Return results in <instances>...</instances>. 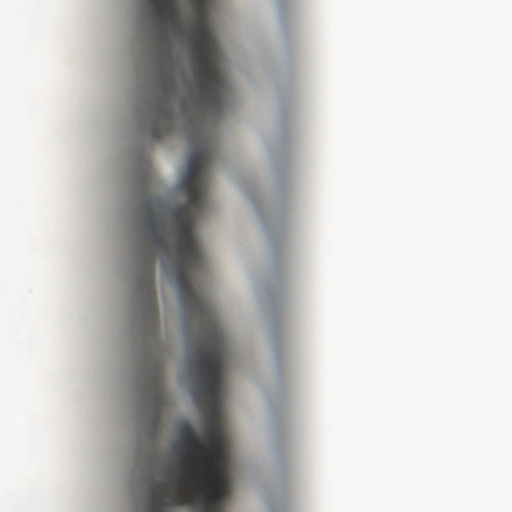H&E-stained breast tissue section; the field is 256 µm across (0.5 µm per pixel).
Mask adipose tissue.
Segmentation results:
<instances>
[{
    "label": "adipose tissue",
    "instance_id": "1",
    "mask_svg": "<svg viewBox=\"0 0 512 512\" xmlns=\"http://www.w3.org/2000/svg\"><path fill=\"white\" fill-rule=\"evenodd\" d=\"M72 22L93 46L119 45L128 29L108 15L75 17L60 0H0V474L29 512H60L90 474L89 454L70 467L58 460L66 415L88 419L94 400L62 349L59 306L71 273L60 230L72 219L58 206L76 180L68 147L99 122L98 107L70 80L90 65L61 33ZM77 165L88 191L93 163L84 156ZM190 458L204 465L200 480L212 494L252 492L250 470L229 485L210 470L204 433Z\"/></svg>",
    "mask_w": 512,
    "mask_h": 512
}]
</instances>
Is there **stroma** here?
Instances as JSON below:
<instances>
[{"label": "stroma", "instance_id": "obj_1", "mask_svg": "<svg viewBox=\"0 0 512 512\" xmlns=\"http://www.w3.org/2000/svg\"><path fill=\"white\" fill-rule=\"evenodd\" d=\"M273 12L288 28L292 60L266 40ZM319 21L320 0H178L164 20L138 18L148 44L103 54L95 94L105 113L101 130L90 134L98 201L70 232L79 244L93 228L99 242L91 298L101 318L98 335H77L70 345L73 366L91 372L99 424L90 430L74 422L68 442L98 454L88 490L63 512H189L204 488L190 480L174 487L168 475L192 445V424L207 427L213 447L223 449L225 476L243 461L240 449L250 451L254 493L213 497L212 512H319L316 408L290 393L294 382L312 391L317 380ZM182 33L194 53L178 60L169 46ZM288 68V95L270 104L265 92ZM245 92L255 105L248 125L208 126L210 114L236 112ZM226 157L232 168L214 181L209 171ZM272 178L284 221L263 224ZM169 216L179 234L171 259L198 288L176 282L166 290L172 332L158 355L143 344L159 328L152 269L162 242L136 237L133 227ZM228 223L235 229L220 264L216 244ZM273 244L276 284L253 269ZM244 294L265 309L270 332H287L274 351L249 335ZM207 361L224 369L223 394L204 380ZM274 371L283 389L269 401L261 387ZM146 431L166 442L165 461L142 453L125 465L123 454Z\"/></svg>", "mask_w": 512, "mask_h": 512}]
</instances>
